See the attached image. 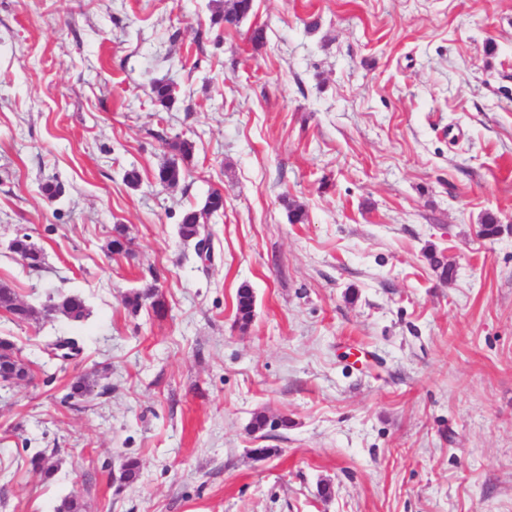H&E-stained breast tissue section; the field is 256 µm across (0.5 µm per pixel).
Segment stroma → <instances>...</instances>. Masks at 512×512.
Listing matches in <instances>:
<instances>
[{"instance_id":"1","label":"stroma","mask_w":512,"mask_h":512,"mask_svg":"<svg viewBox=\"0 0 512 512\" xmlns=\"http://www.w3.org/2000/svg\"><path fill=\"white\" fill-rule=\"evenodd\" d=\"M214 189L204 263L177 228ZM152 282L165 312L126 308ZM1 283L90 314L0 312L31 370L0 383V512H512V0H253L229 28L215 0H0ZM10 249L25 260L31 270L37 271L43 267L44 254L40 248L36 247L28 234L16 236L10 244ZM255 309V296L249 286H241L236 295V319L240 328H246L252 321Z\"/></svg>"}]
</instances>
